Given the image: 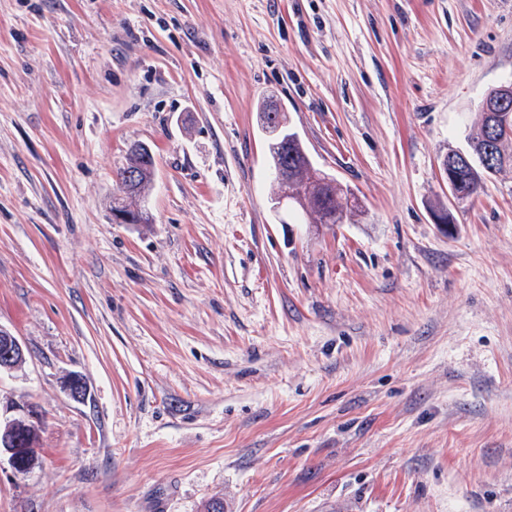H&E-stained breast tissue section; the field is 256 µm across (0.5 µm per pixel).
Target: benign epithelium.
Returning a JSON list of instances; mask_svg holds the SVG:
<instances>
[{"mask_svg": "<svg viewBox=\"0 0 512 512\" xmlns=\"http://www.w3.org/2000/svg\"><path fill=\"white\" fill-rule=\"evenodd\" d=\"M482 109L487 123L494 125V130L503 135L512 134V118L505 112L494 111V106L483 103ZM259 120L265 133L277 140L298 141L300 137L292 130L286 128L280 106L272 101L266 102ZM442 172L448 181V188L454 203L460 204L467 200V196L454 190L456 182L453 178L454 166L449 159L442 161ZM25 361V351L19 340L8 331L0 328V372L12 370ZM68 395L77 401L83 400L87 394V387L83 378L78 374H71L64 384ZM38 417L31 414L25 405L11 404L5 411H0V455H8V461L16 472H24L36 463L34 449L39 438Z\"/></svg>", "mask_w": 512, "mask_h": 512, "instance_id": "obj_1", "label": "benign epithelium"}]
</instances>
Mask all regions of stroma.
Returning <instances> with one entry per match:
<instances>
[{"label": "stroma", "mask_w": 512, "mask_h": 512, "mask_svg": "<svg viewBox=\"0 0 512 512\" xmlns=\"http://www.w3.org/2000/svg\"><path fill=\"white\" fill-rule=\"evenodd\" d=\"M510 80L512 0H0V512H512V169L440 175ZM270 99L350 221L279 223ZM134 148L135 146L130 150L126 165L120 168L117 173L116 184L118 194L112 199V210L115 208H124L127 209L131 214H136L138 216V219L135 221L136 224L138 221L142 223L148 220L147 215L141 208L140 201L146 186L151 182L153 178L155 163L153 155L148 160H145L143 154L136 153ZM129 171H131V173L137 174L136 178L138 189L131 195L122 196L120 195L121 184L125 181L126 173ZM25 359V351L19 340L0 328V374L19 367ZM14 413L8 416V414ZM32 413V414H31ZM38 416L25 405L12 403L5 412L0 408V461L2 454L16 472H24L36 463L34 449L39 438Z\"/></svg>", "instance_id": "35a3bbf8"}]
</instances>
